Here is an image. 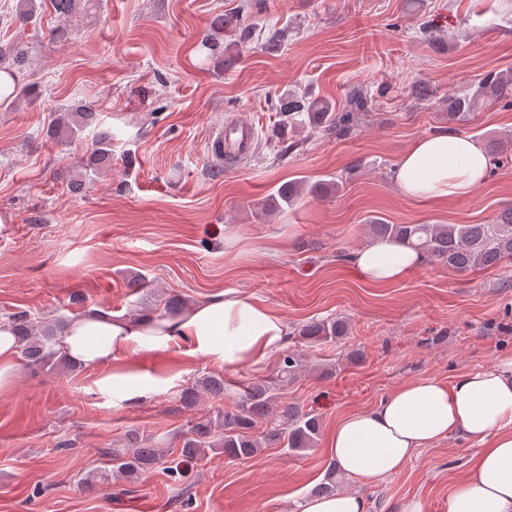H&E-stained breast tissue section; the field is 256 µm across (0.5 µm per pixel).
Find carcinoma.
<instances>
[{"label": "carcinoma", "mask_w": 512, "mask_h": 512, "mask_svg": "<svg viewBox=\"0 0 512 512\" xmlns=\"http://www.w3.org/2000/svg\"><path fill=\"white\" fill-rule=\"evenodd\" d=\"M99 0H51L59 24L51 31L61 41L72 33L74 22L96 11ZM36 11L35 0H18L10 18L28 22ZM232 41L224 43V36ZM252 39V30L240 26L239 14L220 13L210 22L205 47L222 62L234 61V46ZM27 57L17 46H0V66L12 77V102L37 97L28 86L19 82L17 74L24 70ZM491 96L506 99L512 96V77L504 73H487L470 93L448 97V123L467 125L475 118L479 100ZM372 97L360 85L350 88L346 108L338 112L332 104L310 93L291 95L280 105L282 122L280 135L298 125L309 126L312 132L348 134L369 111ZM97 120V110L90 102H78L62 113L51 125L55 140L73 139ZM112 166V135L101 132L93 151L75 169L66 182L72 193L81 192ZM339 184H307L298 181L281 186L276 194L262 203L264 215H275L282 206H292L304 196H322L327 188ZM371 237H391L410 242L431 263L458 272L503 265L512 262V208L502 211L490 224H370ZM186 306L177 294L156 301L151 311L175 314ZM8 319L18 333V355L24 365L47 372L67 373L78 370L65 354L56 349L62 330L68 322L65 316L36 319L24 312L12 313ZM349 326L342 318H326L309 322L290 335V339L306 348L337 342L348 334ZM303 367L302 354L290 352L284 356L273 375L251 379L240 389L238 399L217 411L215 416L188 423L180 435V456L166 459L164 450L148 441L133 440V445L108 448L102 456L108 467L96 470L86 478L94 487L113 480L129 482L160 466H166L171 477L184 476L181 465L199 457L207 448L222 447L230 458H250L263 448H282L290 453L314 447L320 433L319 419L302 408L283 400L288 387ZM195 386L208 391L213 398L224 400V376L207 374L196 380Z\"/></svg>", "instance_id": "obj_1"}]
</instances>
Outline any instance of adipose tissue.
I'll return each instance as SVG.
<instances>
[{"instance_id": "ef3b65f1", "label": "adipose tissue", "mask_w": 512, "mask_h": 512, "mask_svg": "<svg viewBox=\"0 0 512 512\" xmlns=\"http://www.w3.org/2000/svg\"><path fill=\"white\" fill-rule=\"evenodd\" d=\"M488 158L471 137L447 130L414 140L393 169L398 192L412 200L467 196L483 183ZM347 262L375 286L402 280L424 262L407 242L375 240L350 251ZM288 341L283 318L263 300L227 288L174 316L121 318L98 308L71 318L60 349L98 368L100 390L121 401L157 393L161 378L140 365L113 369L130 355L186 346L190 356L220 366L258 362ZM460 436L477 453L448 495V512H512V356L445 382L425 377L405 383L376 406L346 415L329 435L328 450L344 479L375 485L399 473L419 450ZM297 512H369L358 492L303 499Z\"/></svg>"}]
</instances>
